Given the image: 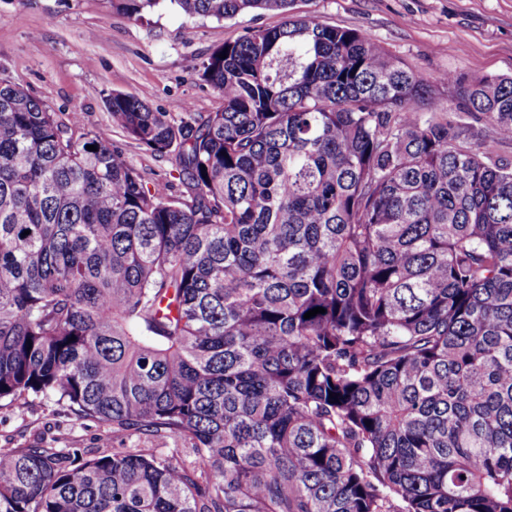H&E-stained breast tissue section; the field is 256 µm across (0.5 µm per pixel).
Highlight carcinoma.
<instances>
[{"label":"carcinoma","instance_id":"obj_1","mask_svg":"<svg viewBox=\"0 0 512 512\" xmlns=\"http://www.w3.org/2000/svg\"><path fill=\"white\" fill-rule=\"evenodd\" d=\"M166 2L283 15L202 63L217 112L105 99L180 190L0 82V402L188 447L0 448V512H512V162L295 0L113 5ZM441 81L512 140V76Z\"/></svg>","mask_w":512,"mask_h":512}]
</instances>
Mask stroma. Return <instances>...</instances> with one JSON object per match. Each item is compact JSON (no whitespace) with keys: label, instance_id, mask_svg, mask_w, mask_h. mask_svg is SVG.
<instances>
[{"label":"stroma","instance_id":"obj_1","mask_svg":"<svg viewBox=\"0 0 512 512\" xmlns=\"http://www.w3.org/2000/svg\"><path fill=\"white\" fill-rule=\"evenodd\" d=\"M295 11L320 23L367 33L435 81V97L457 114L461 79L512 75V0H296ZM282 17L257 11L232 20L188 19L166 6L135 21L112 0H0V81L43 100L50 111L82 114L98 139L121 151L147 184L176 176L174 155L158 156L113 126L106 97L120 91L153 109L178 114L217 111L220 97L197 70L209 53L245 28L274 27ZM119 448L156 452L172 438H113L110 428L79 421L54 401L23 397L0 403V448Z\"/></svg>","mask_w":512,"mask_h":512}]
</instances>
